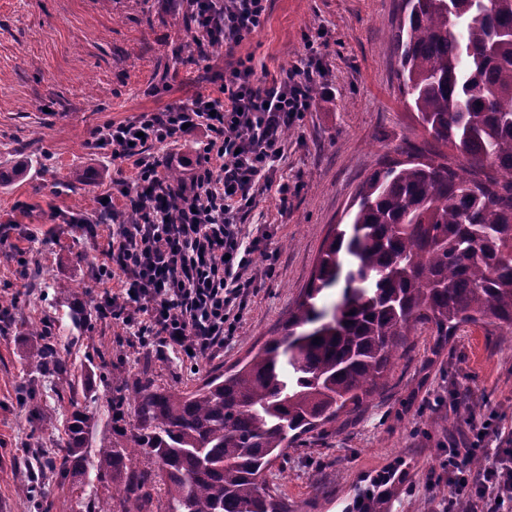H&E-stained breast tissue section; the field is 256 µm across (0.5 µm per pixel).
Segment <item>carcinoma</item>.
<instances>
[{
  "instance_id": "cac0c4a2",
  "label": "carcinoma",
  "mask_w": 512,
  "mask_h": 512,
  "mask_svg": "<svg viewBox=\"0 0 512 512\" xmlns=\"http://www.w3.org/2000/svg\"><path fill=\"white\" fill-rule=\"evenodd\" d=\"M402 94L419 124L465 163L409 142L367 177L352 222L327 239L280 335L229 375L161 390L113 377L135 393V424L114 421L88 451L90 418L68 384L66 448L31 472L65 480L91 466L120 483L117 502L85 512H288L267 472L290 444L383 389L409 336L428 326L438 346L462 325L512 329V0H411L398 30ZM344 283L332 311L323 291ZM29 361L70 376L50 326ZM146 460L153 469H139ZM407 471L396 463L357 490L345 512H387Z\"/></svg>"
}]
</instances>
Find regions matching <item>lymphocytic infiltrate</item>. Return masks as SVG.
Masks as SVG:
<instances>
[{
	"mask_svg": "<svg viewBox=\"0 0 512 512\" xmlns=\"http://www.w3.org/2000/svg\"><path fill=\"white\" fill-rule=\"evenodd\" d=\"M191 2L211 42L192 36L185 47L203 62L213 44L233 55L267 12V0H223L218 15L211 10L216 0ZM304 48L286 76L268 78L241 59L230 72L215 73L216 94L92 131L93 144L129 170L113 180V198L101 205L115 227L95 278L100 317L122 324L132 346L198 362L236 335L256 289L257 258H276L270 233L250 230L244 216L273 194L287 202V183L275 179L288 152L285 133L311 110L325 76L318 41L306 39ZM189 128L204 130L205 138L190 178L174 182L171 148ZM117 197L122 207H115ZM439 467L448 473L442 512H458L462 501L470 512H512V433L503 432L494 412L470 418L465 442L450 445Z\"/></svg>",
	"mask_w": 512,
	"mask_h": 512,
	"instance_id": "f902f5d3",
	"label": "lymphocytic infiltrate"
}]
</instances>
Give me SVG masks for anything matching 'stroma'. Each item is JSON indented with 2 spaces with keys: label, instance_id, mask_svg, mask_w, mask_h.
Returning a JSON list of instances; mask_svg holds the SVG:
<instances>
[{
  "label": "stroma",
  "instance_id": "35a3bbf8",
  "mask_svg": "<svg viewBox=\"0 0 512 512\" xmlns=\"http://www.w3.org/2000/svg\"><path fill=\"white\" fill-rule=\"evenodd\" d=\"M401 0H270L263 28L236 53L270 75L285 76L306 37L323 32L325 82L310 112L288 131V153L276 173L288 203L263 200L250 225H267L278 259L271 278L248 298L240 328L223 351L198 368L180 354L159 359L132 349L123 330L95 309L96 266L103 239L65 216L96 211L117 172L108 151L90 143L106 122L156 112L197 92L216 91L210 66L180 61L188 33L173 24L179 0H0V169L28 164L0 185V512H37L21 496L31 479L26 457L59 455L70 415L68 384L93 417L91 441L108 432L110 401L132 403L110 368L151 377L155 385L190 389L217 369L258 351L300 300L335 225L379 159L402 141L428 135L404 103L395 48ZM39 269L38 278L22 268ZM87 320L73 327L70 314ZM51 319L71 381L30 372L40 346L31 324ZM412 349L388 387L359 412L340 416L291 444L273 467V483L291 512H343L361 478L403 460L408 478L390 512H437L440 496L429 469L459 439L468 407L498 411L512 430V331L463 326L444 348L429 328L411 335ZM461 394L449 407L451 391ZM52 512H80L79 498L103 500L109 477L87 469L80 487L52 474Z\"/></svg>",
  "mask_w": 512,
  "mask_h": 512
}]
</instances>
